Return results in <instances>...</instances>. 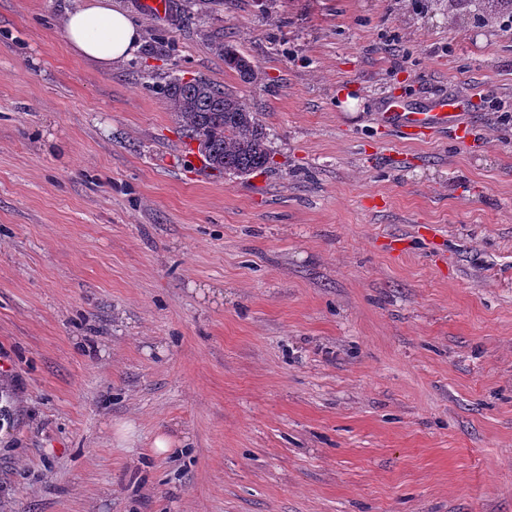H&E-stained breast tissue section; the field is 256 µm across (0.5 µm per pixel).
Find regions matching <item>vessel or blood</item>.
Listing matches in <instances>:
<instances>
[{
    "mask_svg": "<svg viewBox=\"0 0 512 512\" xmlns=\"http://www.w3.org/2000/svg\"><path fill=\"white\" fill-rule=\"evenodd\" d=\"M465 107L462 97H439L425 108H416L394 99L388 102L380 119L399 132H432L445 129L461 141H468V124L464 120Z\"/></svg>",
    "mask_w": 512,
    "mask_h": 512,
    "instance_id": "vessel-or-blood-1",
    "label": "vessel or blood"
}]
</instances>
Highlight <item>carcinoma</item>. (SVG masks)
Instances as JSON below:
<instances>
[{
    "mask_svg": "<svg viewBox=\"0 0 512 512\" xmlns=\"http://www.w3.org/2000/svg\"><path fill=\"white\" fill-rule=\"evenodd\" d=\"M484 2L490 20L512 15V0ZM216 50L241 81L258 79L256 66L234 46L218 41ZM162 95L186 137L200 141L199 152L210 168L247 176L271 164L269 135L245 98L201 77H174Z\"/></svg>",
    "mask_w": 512,
    "mask_h": 512,
    "instance_id": "1",
    "label": "carcinoma"
}]
</instances>
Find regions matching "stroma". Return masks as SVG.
Wrapping results in <instances>:
<instances>
[{
  "label": "stroma",
  "instance_id": "35a3bbf8",
  "mask_svg": "<svg viewBox=\"0 0 512 512\" xmlns=\"http://www.w3.org/2000/svg\"><path fill=\"white\" fill-rule=\"evenodd\" d=\"M81 2L0 0V512H512V30L112 0L141 37L105 68ZM173 76L245 97L272 168L205 170ZM442 93L469 143L379 119ZM215 45L219 55L224 58V65L234 71L241 81L252 83L258 79L256 66L233 45L224 44V41L215 42Z\"/></svg>",
  "mask_w": 512,
  "mask_h": 512
}]
</instances>
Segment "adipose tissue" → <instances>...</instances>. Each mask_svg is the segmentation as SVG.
Wrapping results in <instances>:
<instances>
[{"instance_id":"1","label":"adipose tissue","mask_w":512,"mask_h":512,"mask_svg":"<svg viewBox=\"0 0 512 512\" xmlns=\"http://www.w3.org/2000/svg\"><path fill=\"white\" fill-rule=\"evenodd\" d=\"M64 32L75 53L105 68L129 58L140 40L138 28L110 0H85L68 13Z\"/></svg>"}]
</instances>
